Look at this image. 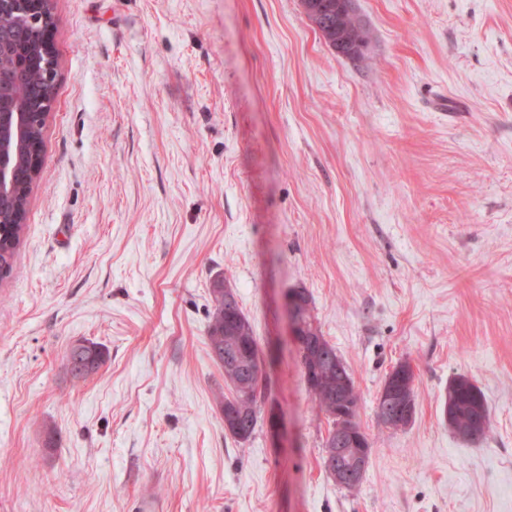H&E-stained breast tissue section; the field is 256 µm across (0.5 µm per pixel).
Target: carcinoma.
<instances>
[{"label":"carcinoma","instance_id":"cac0c4a2","mask_svg":"<svg viewBox=\"0 0 512 512\" xmlns=\"http://www.w3.org/2000/svg\"><path fill=\"white\" fill-rule=\"evenodd\" d=\"M344 25L347 27L350 42L362 46V49L353 52H345L343 56L356 61L362 58L364 48L370 41L369 30L364 28L354 14L346 16ZM230 285L228 279L216 280L210 289L212 309L209 313L207 327V345L213 360L224 370V383L230 393H235L239 384L245 381L246 367L249 359H254L260 364H265L263 355L255 337L253 326L243 312L238 300H233L229 306L224 302V286ZM300 300L298 306V319L301 324L298 340L304 344L312 358L323 368L324 374L321 382L306 385L314 408L330 416L332 406L336 403L333 395L336 394L337 381L342 375L349 374L344 361H336L338 354L336 348L324 337L320 327L312 315L311 299L306 289H300L297 293ZM241 343L249 352V358L240 364H234L224 360V351L229 346ZM91 365L81 364L84 357L67 353L65 357L66 368L77 379H85L89 375L98 372L109 359L106 347L97 342H91L89 349ZM268 398V386L266 377L253 378L250 386V394L235 401L232 410L237 420L236 425L230 431V435L238 442L245 443L253 437L257 430L263 428L267 418L262 406ZM480 416L484 427L481 429L478 440H483L490 424V411L480 388L468 377L460 375L448 383V396L443 405V419L448 428L459 439L469 442L462 434V429L468 425L471 418Z\"/></svg>","mask_w":512,"mask_h":512}]
</instances>
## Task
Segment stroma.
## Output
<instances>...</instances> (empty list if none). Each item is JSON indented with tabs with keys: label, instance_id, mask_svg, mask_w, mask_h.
Wrapping results in <instances>:
<instances>
[{
	"label": "stroma",
	"instance_id": "35a3bbf8",
	"mask_svg": "<svg viewBox=\"0 0 512 512\" xmlns=\"http://www.w3.org/2000/svg\"><path fill=\"white\" fill-rule=\"evenodd\" d=\"M355 8L358 61L300 0H55L44 162L0 282V512H512V0ZM222 276L279 440L224 432ZM293 288L360 396L351 490L322 467ZM77 339L110 354L84 379ZM400 362L417 413L391 431ZM458 375L490 409L476 446L443 421ZM224 284L234 291L232 307L224 302V293L229 302L233 299L228 294V290L224 289ZM210 294L212 309L209 313L206 338L211 357L224 370V383L230 392V397H223L225 404V401H229L234 396L239 384L246 380V367L251 358L253 357L256 361V366H258L257 362L265 365V361L256 340L253 326L240 307L237 293L229 280L224 277V279L214 281ZM238 342L249 352V357H246V360L237 365L224 360V351ZM83 341L86 342L77 343L76 346L88 347L91 344L92 348H88V351L91 354V365L89 367L84 364L80 365L79 362L84 360L83 356L71 353L73 345L70 347L65 357L67 370L74 378L77 379H84L87 378L88 375L98 372V370L104 366L109 359L108 349L102 344L90 340ZM405 366L411 368V366L407 363H400L396 367H394L395 375L391 376V373H388L383 388L387 384H393L394 382L398 381V371H396L397 367L404 368ZM382 388V390H383ZM381 393H382V400L389 402V405L394 407V410H386L385 408H380V406L383 404L381 401ZM380 395L377 397V402L375 406V415L377 418V411H378V418L382 424H385L387 429H392L390 427L396 428V429H405L411 424V411L409 409L410 401L408 397V390L402 389V388H396L391 385H387L383 392L381 391ZM388 405V406H389ZM380 409V410H378ZM377 418V420H378ZM378 420V422H379ZM379 422V423H380ZM390 426V427H388Z\"/></svg>",
	"mask_w": 512,
	"mask_h": 512
}]
</instances>
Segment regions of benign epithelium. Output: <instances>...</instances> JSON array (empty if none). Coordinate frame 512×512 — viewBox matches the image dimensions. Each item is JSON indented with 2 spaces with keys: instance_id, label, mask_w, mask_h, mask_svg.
I'll list each match as a JSON object with an SVG mask.
<instances>
[{
  "instance_id": "benign-epithelium-1",
  "label": "benign epithelium",
  "mask_w": 512,
  "mask_h": 512,
  "mask_svg": "<svg viewBox=\"0 0 512 512\" xmlns=\"http://www.w3.org/2000/svg\"><path fill=\"white\" fill-rule=\"evenodd\" d=\"M54 0H0V13L10 12L12 26L0 25V229L5 224L26 223L30 196L39 178L43 162L44 137L33 133L45 131L54 104L57 77V53L51 36L54 26ZM34 35V42L20 46V29ZM41 65L44 89L30 92L28 74L22 55ZM382 400L393 409L378 410L381 423L404 429L411 424L408 390L388 385ZM336 448L333 455L345 459L339 470L329 469L345 488L355 487L369 467L371 452L359 447L361 430L356 415L334 410Z\"/></svg>"
}]
</instances>
